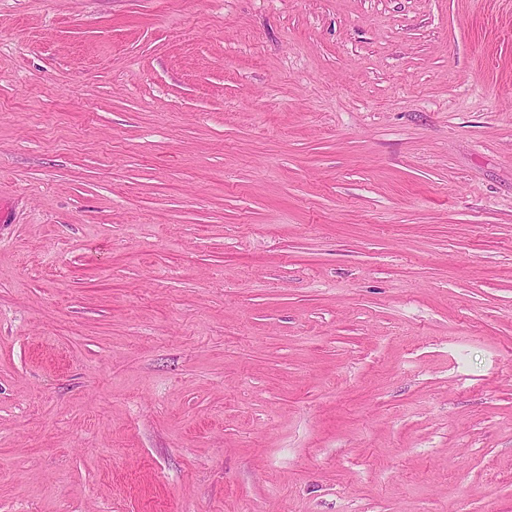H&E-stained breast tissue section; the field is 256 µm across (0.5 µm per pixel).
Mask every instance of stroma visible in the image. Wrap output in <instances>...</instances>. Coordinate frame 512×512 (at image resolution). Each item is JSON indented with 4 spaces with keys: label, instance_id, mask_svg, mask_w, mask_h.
I'll use <instances>...</instances> for the list:
<instances>
[{
    "label": "stroma",
    "instance_id": "obj_1",
    "mask_svg": "<svg viewBox=\"0 0 512 512\" xmlns=\"http://www.w3.org/2000/svg\"><path fill=\"white\" fill-rule=\"evenodd\" d=\"M0 512H512V0H0Z\"/></svg>",
    "mask_w": 512,
    "mask_h": 512
}]
</instances>
